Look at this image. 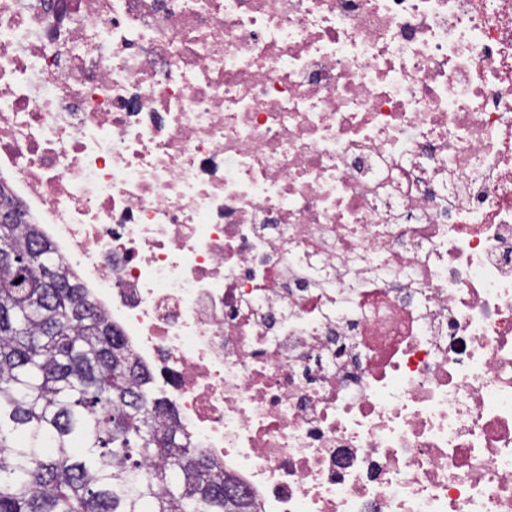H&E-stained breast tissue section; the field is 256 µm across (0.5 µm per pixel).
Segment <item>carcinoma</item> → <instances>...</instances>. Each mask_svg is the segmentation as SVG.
Listing matches in <instances>:
<instances>
[{
  "instance_id": "carcinoma-1",
  "label": "carcinoma",
  "mask_w": 512,
  "mask_h": 512,
  "mask_svg": "<svg viewBox=\"0 0 512 512\" xmlns=\"http://www.w3.org/2000/svg\"><path fill=\"white\" fill-rule=\"evenodd\" d=\"M0 252V512H253L36 225Z\"/></svg>"
}]
</instances>
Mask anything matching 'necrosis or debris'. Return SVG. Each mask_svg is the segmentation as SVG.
Returning <instances> with one entry per match:
<instances>
[{"mask_svg":"<svg viewBox=\"0 0 512 512\" xmlns=\"http://www.w3.org/2000/svg\"><path fill=\"white\" fill-rule=\"evenodd\" d=\"M0 182L257 512H512V0H0Z\"/></svg>","mask_w":512,"mask_h":512,"instance_id":"necrosis-or-debris-1","label":"necrosis or debris"}]
</instances>
